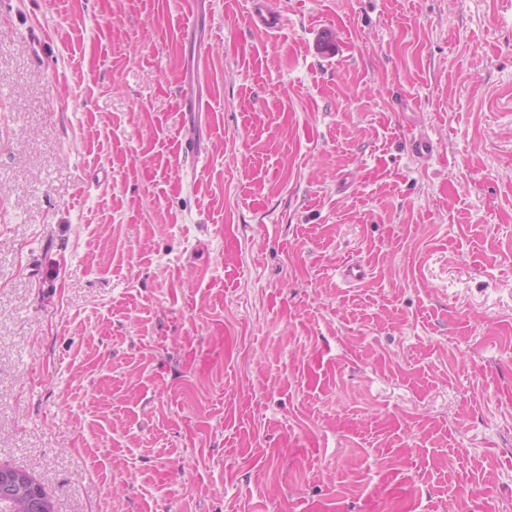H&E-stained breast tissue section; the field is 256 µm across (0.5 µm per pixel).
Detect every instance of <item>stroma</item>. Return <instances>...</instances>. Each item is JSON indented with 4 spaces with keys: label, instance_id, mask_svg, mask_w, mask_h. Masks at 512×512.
Segmentation results:
<instances>
[{
    "label": "stroma",
    "instance_id": "35a3bbf8",
    "mask_svg": "<svg viewBox=\"0 0 512 512\" xmlns=\"http://www.w3.org/2000/svg\"><path fill=\"white\" fill-rule=\"evenodd\" d=\"M269 2L0 0V464L55 512H512V0ZM251 23L253 29L262 35L278 31L282 25V15L266 6L265 0L251 1Z\"/></svg>",
    "mask_w": 512,
    "mask_h": 512
}]
</instances>
